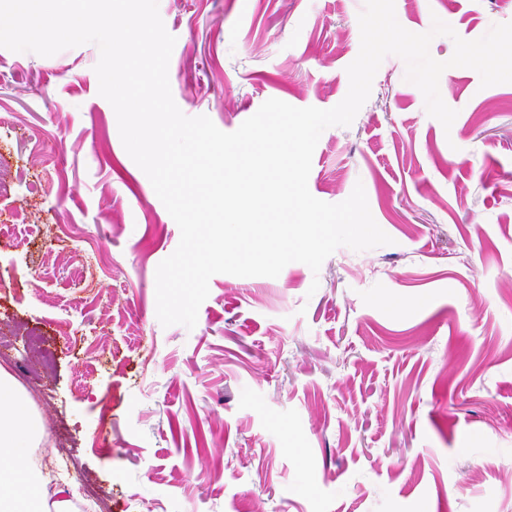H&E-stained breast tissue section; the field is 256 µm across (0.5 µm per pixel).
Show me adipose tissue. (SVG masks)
I'll return each mask as SVG.
<instances>
[{"label": "adipose tissue", "instance_id": "adipose-tissue-1", "mask_svg": "<svg viewBox=\"0 0 512 512\" xmlns=\"http://www.w3.org/2000/svg\"><path fill=\"white\" fill-rule=\"evenodd\" d=\"M47 439L31 395L0 365V512H70L66 499L47 506L45 478L31 458Z\"/></svg>", "mask_w": 512, "mask_h": 512}]
</instances>
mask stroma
<instances>
[{
	"mask_svg": "<svg viewBox=\"0 0 512 512\" xmlns=\"http://www.w3.org/2000/svg\"><path fill=\"white\" fill-rule=\"evenodd\" d=\"M158 8L186 116L232 132L268 99L348 92L364 0ZM395 12L474 40L512 0ZM99 58L0 48V363L75 461V512L88 483L112 512H512V83L446 69L447 130L387 56L353 123L322 133L308 189L335 204L363 184L391 244L338 248L316 274L214 275L189 329L157 318L180 230L122 144Z\"/></svg>",
	"mask_w": 512,
	"mask_h": 512,
	"instance_id": "obj_1",
	"label": "stroma"
}]
</instances>
